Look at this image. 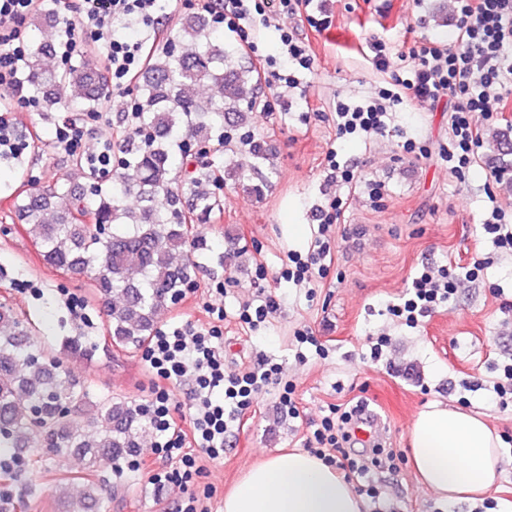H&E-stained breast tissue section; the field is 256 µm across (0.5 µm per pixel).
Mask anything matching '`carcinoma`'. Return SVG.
Here are the masks:
<instances>
[{
    "label": "carcinoma",
    "mask_w": 512,
    "mask_h": 512,
    "mask_svg": "<svg viewBox=\"0 0 512 512\" xmlns=\"http://www.w3.org/2000/svg\"><path fill=\"white\" fill-rule=\"evenodd\" d=\"M48 43L25 59L32 82L27 96L43 111L63 104L94 112L108 90L98 72L83 63L59 71L46 63ZM259 72L243 50L224 44L205 15H180L169 42L144 61L137 82L141 123L118 139L121 166L109 182L95 181L90 195L69 194L56 207L61 186L20 192L14 207L47 264L89 276L91 296L105 302L106 332L126 352L145 347L158 315L193 283L204 250L203 224L222 209L216 189L243 168L187 170L191 143L225 144L224 126L243 124L257 107ZM213 94L203 100L197 88ZM67 89L66 101L54 94ZM134 196L136 209L125 205ZM141 411L126 400H98L60 372V357L41 351L7 306H0V451L45 447L81 463L83 496L63 512H90L102 486L88 475L103 457L122 459L138 447Z\"/></svg>",
    "instance_id": "cac0c4a2"
}]
</instances>
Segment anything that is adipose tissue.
Returning <instances> with one entry per match:
<instances>
[{
	"instance_id": "ef3b65f1",
	"label": "adipose tissue",
	"mask_w": 512,
	"mask_h": 512,
	"mask_svg": "<svg viewBox=\"0 0 512 512\" xmlns=\"http://www.w3.org/2000/svg\"><path fill=\"white\" fill-rule=\"evenodd\" d=\"M421 485L442 499L477 497L499 477L501 438L483 418L431 405L410 428ZM222 512H363L352 487L310 454L284 451L253 464L224 496Z\"/></svg>"
}]
</instances>
